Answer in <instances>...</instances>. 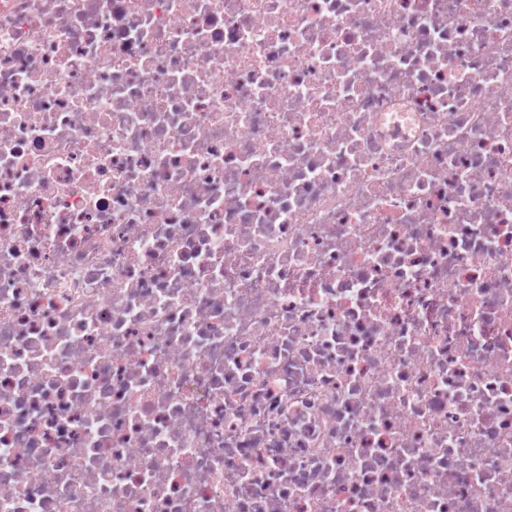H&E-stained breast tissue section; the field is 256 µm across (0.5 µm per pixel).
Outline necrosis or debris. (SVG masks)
I'll list each match as a JSON object with an SVG mask.
<instances>
[{"label":"necrosis or debris","instance_id":"obj_1","mask_svg":"<svg viewBox=\"0 0 512 512\" xmlns=\"http://www.w3.org/2000/svg\"><path fill=\"white\" fill-rule=\"evenodd\" d=\"M0 512H512V0H0Z\"/></svg>","mask_w":512,"mask_h":512}]
</instances>
